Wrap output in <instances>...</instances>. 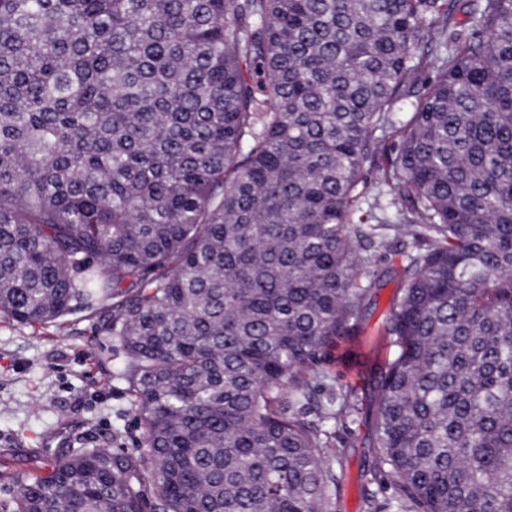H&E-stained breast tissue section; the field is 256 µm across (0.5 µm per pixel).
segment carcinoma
<instances>
[{
	"label": "carcinoma",
	"mask_w": 512,
	"mask_h": 512,
	"mask_svg": "<svg viewBox=\"0 0 512 512\" xmlns=\"http://www.w3.org/2000/svg\"><path fill=\"white\" fill-rule=\"evenodd\" d=\"M381 161L383 507L512 512V0H0V313L108 307L142 431L0 512H333L311 378L388 277ZM391 173L381 168H376L368 177V193L370 197L381 195L380 202L385 205L395 196V179L391 178ZM401 230L393 239V248L387 253L383 264L391 266L395 271L401 273L406 264L405 255L411 251L414 234L418 230L414 224H400Z\"/></svg>",
	"instance_id": "obj_1"
}]
</instances>
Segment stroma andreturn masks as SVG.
<instances>
[{
	"instance_id": "stroma-1",
	"label": "stroma",
	"mask_w": 512,
	"mask_h": 512,
	"mask_svg": "<svg viewBox=\"0 0 512 512\" xmlns=\"http://www.w3.org/2000/svg\"><path fill=\"white\" fill-rule=\"evenodd\" d=\"M127 361L109 333L107 310L45 325L0 317V500L14 494L16 477L45 474L61 444L138 447ZM370 434L364 410L336 430L330 448L342 460L336 512H371L366 491L389 483L376 469Z\"/></svg>"
}]
</instances>
